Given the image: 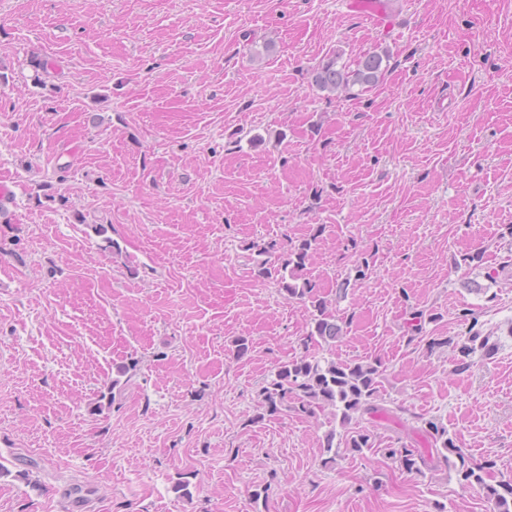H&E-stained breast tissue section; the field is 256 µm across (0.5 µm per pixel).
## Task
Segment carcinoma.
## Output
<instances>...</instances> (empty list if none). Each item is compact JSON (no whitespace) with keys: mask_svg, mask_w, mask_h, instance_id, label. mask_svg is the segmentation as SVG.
<instances>
[{"mask_svg":"<svg viewBox=\"0 0 512 512\" xmlns=\"http://www.w3.org/2000/svg\"><path fill=\"white\" fill-rule=\"evenodd\" d=\"M386 57L385 52L368 53L356 68L351 69L338 65V57L333 53L314 69L312 80L318 89L331 93H346L356 85L369 88L381 81ZM311 249L312 240H302L290 248L282 268L267 269L265 275L279 277L281 290L288 299L309 304L311 331L303 338L304 348H309L311 342L330 348L343 338V329L328 302L315 295V284L303 275ZM436 319L437 316L426 309L409 308L405 312L408 342L420 338L426 325ZM476 325L477 322H472L468 335L459 340L450 337L440 341L443 346L456 348V367L460 371L470 368L469 358L476 348L490 350L489 337L481 335ZM385 371L383 362L378 358L342 363L332 357L307 352L278 367L274 377L261 390L260 405L269 416L288 408L308 414L330 410L331 428L325 434L324 448L331 454V461L346 452L361 454L367 449L399 463L409 474L423 476L428 472L448 469L454 472L461 485L483 491L487 512H512V478L487 482L488 473L495 463L474 460L457 444V438L449 434L448 425L439 419L417 417L421 423L417 431L429 444L425 449L405 444L397 448L376 447L374 434L360 425V419L393 413L383 405L381 397ZM336 422L346 429L345 436L339 439L336 438ZM352 423L357 427L350 431L347 426Z\"/></svg>","mask_w":512,"mask_h":512,"instance_id":"1","label":"carcinoma"}]
</instances>
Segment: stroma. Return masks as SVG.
Returning a JSON list of instances; mask_svg holds the SVG:
<instances>
[{
  "mask_svg": "<svg viewBox=\"0 0 512 512\" xmlns=\"http://www.w3.org/2000/svg\"><path fill=\"white\" fill-rule=\"evenodd\" d=\"M383 5L0 0V512H485L380 455L408 422L331 463L325 416H258L311 329L261 269L310 238L334 358L512 476V0ZM373 51L371 90L313 85ZM405 324L406 334L408 341L412 342L415 339H419L424 331L426 324L435 321V314L430 313L426 309H420L418 307H409V311L405 312ZM477 324H471L468 328L469 336H461V339L455 341L454 338H446L443 341L444 346H452L456 348L458 351L457 364L456 367L460 371L467 370L471 366V361H469L470 355L473 354L476 350V343L479 341L480 349H484L489 351L490 347L488 345L489 338L488 336H481L479 330H475Z\"/></svg>",
  "mask_w": 512,
  "mask_h": 512,
  "instance_id": "stroma-1",
  "label": "stroma"
}]
</instances>
